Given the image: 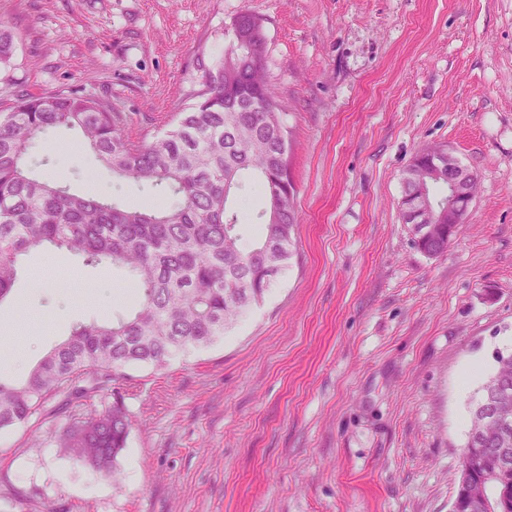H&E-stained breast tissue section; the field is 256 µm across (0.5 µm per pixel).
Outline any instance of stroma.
I'll list each match as a JSON object with an SVG mask.
<instances>
[{"label":"stroma","instance_id":"stroma-1","mask_svg":"<svg viewBox=\"0 0 512 512\" xmlns=\"http://www.w3.org/2000/svg\"><path fill=\"white\" fill-rule=\"evenodd\" d=\"M266 36L288 129L299 222L262 304L163 370L112 393L134 417L121 480L64 454L68 412L0 431V512H449L472 394L512 351V0H0L12 96L92 93L147 142L193 103L240 13ZM46 137L42 168L72 190L149 202ZM445 145L478 179L446 253L402 224L403 173ZM0 302V365L20 379L87 317L132 301L126 270L62 250L19 259Z\"/></svg>","mask_w":512,"mask_h":512}]
</instances>
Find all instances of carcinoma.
I'll list each match as a JSON object with an SVG mask.
<instances>
[{"instance_id":"1","label":"carcinoma","mask_w":512,"mask_h":512,"mask_svg":"<svg viewBox=\"0 0 512 512\" xmlns=\"http://www.w3.org/2000/svg\"><path fill=\"white\" fill-rule=\"evenodd\" d=\"M229 32L231 44L207 71L205 90L149 142H132L120 113L92 94H22L0 110V302L18 279L19 258L49 249L88 266L126 268L137 289L129 313L75 324L21 379H0V430L27 423L51 401L62 410L106 395L129 366L160 370L179 354L211 346L263 301L288 265L296 190L277 92L262 73L265 36L248 12ZM14 52V36L0 21V66ZM59 127L79 131L117 181L146 185L164 203L127 207L37 175L35 149ZM247 176L264 204L255 215L262 234L245 247L234 200ZM496 362L470 407L469 429L489 437L494 427L477 405L501 379H512V352L497 353ZM132 427V414L115 401L74 422L60 447L89 471L115 478Z\"/></svg>"}]
</instances>
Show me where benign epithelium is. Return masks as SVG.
<instances>
[{"instance_id":"7a95c632","label":"benign epithelium","mask_w":512,"mask_h":512,"mask_svg":"<svg viewBox=\"0 0 512 512\" xmlns=\"http://www.w3.org/2000/svg\"><path fill=\"white\" fill-rule=\"evenodd\" d=\"M428 158L427 168H420L419 159H414L408 170H419L427 177L428 184L439 178H446V194L435 201L427 191L418 192L412 198L402 197V223L413 229L414 240L418 243L428 240L434 233L437 219L448 215V241H453L458 225L463 223L473 202L469 183L474 173L465 166L446 146L422 151ZM482 414L500 425V438L496 447H486L480 434L474 435V447L466 449L473 469L492 484L496 481L507 483L512 477V383L503 381L486 401Z\"/></svg>"}]
</instances>
